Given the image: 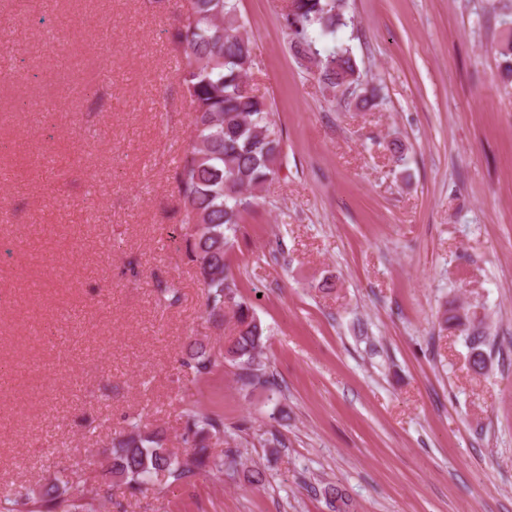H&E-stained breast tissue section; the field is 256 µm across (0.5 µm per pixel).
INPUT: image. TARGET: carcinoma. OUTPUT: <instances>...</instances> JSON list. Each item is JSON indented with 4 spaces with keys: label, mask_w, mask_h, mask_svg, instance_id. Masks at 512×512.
I'll list each match as a JSON object with an SVG mask.
<instances>
[{
    "label": "carcinoma",
    "mask_w": 512,
    "mask_h": 512,
    "mask_svg": "<svg viewBox=\"0 0 512 512\" xmlns=\"http://www.w3.org/2000/svg\"><path fill=\"white\" fill-rule=\"evenodd\" d=\"M345 0H291L283 13L290 45L303 62L313 64L320 82L334 95H349L361 86V72L351 51L336 45V32L345 20ZM238 0H189L184 19L170 39L180 51L179 76L193 113L192 138L179 154L173 179L183 209L185 252L195 262L204 288L208 319L224 320L229 309L235 333L224 344V360L237 367L244 388L273 389L261 364L266 332L251 304L237 293L229 275L226 255L233 247L243 213L253 206L255 192L278 176L282 135L276 130L272 103L248 88L253 60L250 37ZM501 78L512 79V37L503 43ZM455 307L443 313L444 321L463 328L474 368L486 361V336L470 320H462ZM196 376L211 373L220 363L199 345L183 362ZM183 444L194 449L188 460L164 447L158 431L145 432L137 422L112 440V461L83 484L94 501L112 496V482L134 495L149 487L162 490L189 485L196 477L224 465L209 454L213 442L224 437V417L193 405L184 409ZM71 475L63 472L40 492L20 485L0 490V512H20L33 502L38 512H71L67 493ZM331 512H350L341 490L328 492Z\"/></svg>",
    "instance_id": "carcinoma-1"
}]
</instances>
